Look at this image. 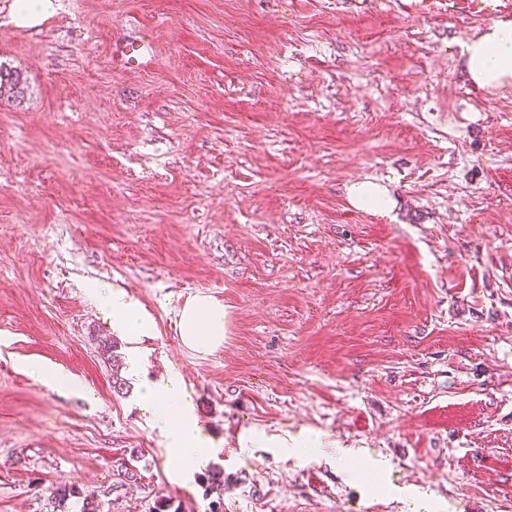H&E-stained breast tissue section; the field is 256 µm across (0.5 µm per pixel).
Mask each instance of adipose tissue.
<instances>
[{
	"label": "adipose tissue",
	"instance_id": "1",
	"mask_svg": "<svg viewBox=\"0 0 512 512\" xmlns=\"http://www.w3.org/2000/svg\"><path fill=\"white\" fill-rule=\"evenodd\" d=\"M464 68L471 83L494 90L512 84V17L501 16L476 37L463 43ZM347 200L359 210L387 212L395 202L386 185L364 180L348 185ZM93 294L100 297L112 314L114 331L130 341L152 335L155 326L142 305L121 288L95 283ZM182 344L198 353L211 354L224 345V306L200 294L188 300L179 315ZM139 393L145 409L162 422L168 433V448L183 463L196 465L216 456L218 450L200 428L189 396L174 380H142Z\"/></svg>",
	"mask_w": 512,
	"mask_h": 512
}]
</instances>
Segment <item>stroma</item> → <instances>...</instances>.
I'll return each mask as SVG.
<instances>
[{"label": "stroma", "mask_w": 512, "mask_h": 512, "mask_svg": "<svg viewBox=\"0 0 512 512\" xmlns=\"http://www.w3.org/2000/svg\"><path fill=\"white\" fill-rule=\"evenodd\" d=\"M0 0V512H512V85L460 45L512 0ZM151 43L117 70L115 44ZM373 180L390 214L352 208ZM155 323L219 455L184 471L93 282ZM224 345H182L197 294ZM39 363L71 378L56 390ZM311 438L310 456L276 447ZM388 462L377 470L376 459ZM133 469L137 480L123 476ZM346 196L350 205L359 210L387 212L392 210L395 205L386 185L369 180L349 184ZM202 483L205 486L206 496H210L212 493L216 494V499L211 500L209 504V511L223 512L224 471L214 470L204 474ZM47 491L58 502H66L71 498L79 499L78 501H81L79 512H102V505L97 496L90 492H84L73 484H52L47 488Z\"/></svg>", "instance_id": "obj_1"}]
</instances>
